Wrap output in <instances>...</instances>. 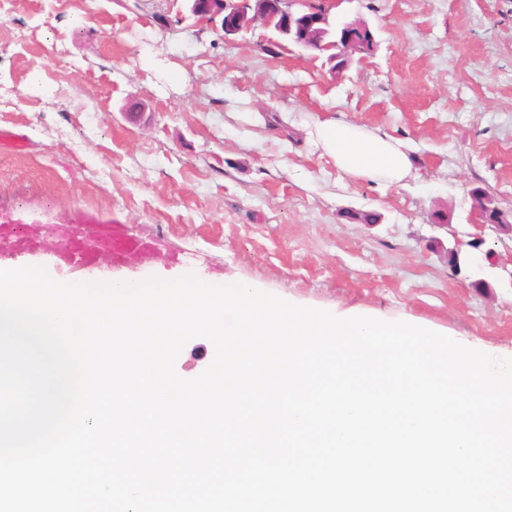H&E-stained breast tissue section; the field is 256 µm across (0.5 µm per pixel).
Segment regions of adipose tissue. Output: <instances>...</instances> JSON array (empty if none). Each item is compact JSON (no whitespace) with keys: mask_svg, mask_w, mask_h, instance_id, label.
I'll return each instance as SVG.
<instances>
[{"mask_svg":"<svg viewBox=\"0 0 512 512\" xmlns=\"http://www.w3.org/2000/svg\"><path fill=\"white\" fill-rule=\"evenodd\" d=\"M314 133L337 167L356 179L397 183L410 173L408 155L387 136L333 119L317 120Z\"/></svg>","mask_w":512,"mask_h":512,"instance_id":"ef3b65f1","label":"adipose tissue"}]
</instances>
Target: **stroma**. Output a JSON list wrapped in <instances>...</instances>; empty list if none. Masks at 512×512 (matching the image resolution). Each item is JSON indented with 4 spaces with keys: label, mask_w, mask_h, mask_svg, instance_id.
Wrapping results in <instances>:
<instances>
[{
    "label": "stroma",
    "mask_w": 512,
    "mask_h": 512,
    "mask_svg": "<svg viewBox=\"0 0 512 512\" xmlns=\"http://www.w3.org/2000/svg\"><path fill=\"white\" fill-rule=\"evenodd\" d=\"M330 14L377 42L339 77L312 51L268 56L260 24L224 41L188 0H0V91L23 95L0 103V224L41 239L0 246V267L248 282L511 351L512 238L476 227L470 191L512 211V0H336ZM324 118L399 140L411 175H346L311 138ZM351 209L379 221L348 222ZM438 209L448 228L431 224ZM74 223L121 225L134 248L67 261ZM477 236L495 264L453 272L446 248Z\"/></svg>",
    "instance_id": "1"
}]
</instances>
